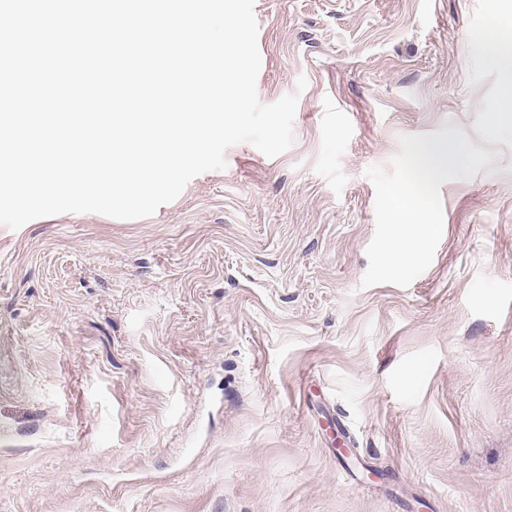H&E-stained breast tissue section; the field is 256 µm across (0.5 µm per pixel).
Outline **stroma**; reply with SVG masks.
I'll list each match as a JSON object with an SVG mask.
<instances>
[{"label": "stroma", "instance_id": "stroma-1", "mask_svg": "<svg viewBox=\"0 0 512 512\" xmlns=\"http://www.w3.org/2000/svg\"><path fill=\"white\" fill-rule=\"evenodd\" d=\"M497 5L255 0L286 152L233 145L145 218L0 225V512H512ZM449 131L491 162L441 185L427 270L361 288L366 170ZM507 27L491 25L475 33L473 39L499 66L505 86L512 90V42L507 37Z\"/></svg>", "mask_w": 512, "mask_h": 512}]
</instances>
